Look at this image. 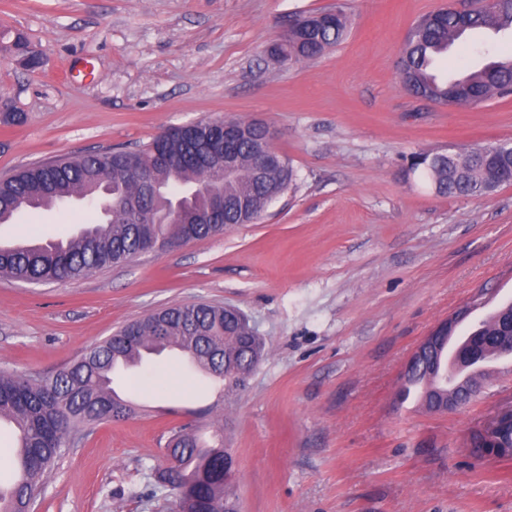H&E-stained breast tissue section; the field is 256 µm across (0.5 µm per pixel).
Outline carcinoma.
<instances>
[{
    "mask_svg": "<svg viewBox=\"0 0 512 512\" xmlns=\"http://www.w3.org/2000/svg\"><path fill=\"white\" fill-rule=\"evenodd\" d=\"M477 30L512 32V0H476L467 12L450 3L421 16L410 28L401 54L400 74L406 90L446 106L475 107L492 98L511 96L512 56L489 58L460 78L444 79L436 74V59ZM346 33L347 16L338 4L294 20L288 43L275 46V54L293 63L314 60L340 43ZM237 124L240 165L228 177L210 151L211 121L193 131L171 130L163 140L155 137L134 150L112 149L37 162L1 177L0 224L24 209L50 210L72 199L99 205L105 220L90 216L86 227L65 242L0 245V277L29 284L80 279L139 255L145 228L156 242L172 247L212 237L236 224L255 222L288 191L294 170L289 165L273 180H255L250 171V148L260 130L250 121L239 119ZM494 151L492 146L458 149L468 157L464 169L443 160L441 153H419L412 156L409 172L421 173L440 195L481 196L492 173L505 184L512 180V157L493 165L490 157ZM159 152L183 159V165H158ZM132 165L147 170L148 180H130ZM176 182L186 195L177 211L169 197ZM202 187L224 193V220L219 224L194 220L208 206ZM240 199L248 202L243 214L235 208ZM134 207L148 211L155 223H135ZM173 346L222 382L226 394L244 387L266 351L246 316L219 304L182 303L126 323L51 377H23L1 369L0 421L8 420L16 432L18 473L9 488H0V512H30L39 488L75 444L97 426L128 415L130 405L114 394L111 384L118 362L135 357L141 360ZM403 381L399 401H407V390L422 386L424 391L416 397L419 404L428 411L445 412L448 343L405 368ZM212 439L208 444L188 427L171 429L166 452L173 465L158 473L157 482L178 491L175 512H239L232 490L234 455L224 447V428L215 427Z\"/></svg>",
    "mask_w": 512,
    "mask_h": 512,
    "instance_id": "cac0c4a2",
    "label": "carcinoma"
}]
</instances>
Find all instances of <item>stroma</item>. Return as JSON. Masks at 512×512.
I'll return each mask as SVG.
<instances>
[{
	"mask_svg": "<svg viewBox=\"0 0 512 512\" xmlns=\"http://www.w3.org/2000/svg\"><path fill=\"white\" fill-rule=\"evenodd\" d=\"M342 3L345 39L291 65L266 48L296 14ZM447 0H0V175L131 148L199 120L268 124L295 180L254 224L138 255L81 279H0V368L49 376L130 320L208 302L242 310L266 344L248 387L221 399L180 356L121 380L129 415L66 454L35 512H173L156 473L170 428L224 427L240 512H512V459L466 443L512 404V377L435 414L399 403L406 364L458 309L512 300V184L440 196L407 170L420 152L512 142V97L440 107L400 78L405 36ZM23 36L44 59L22 65ZM512 53V34L468 35L439 58L457 77ZM74 200L0 224V242L79 233Z\"/></svg>",
	"mask_w": 512,
	"mask_h": 512,
	"instance_id": "obj_1",
	"label": "stroma"
}]
</instances>
